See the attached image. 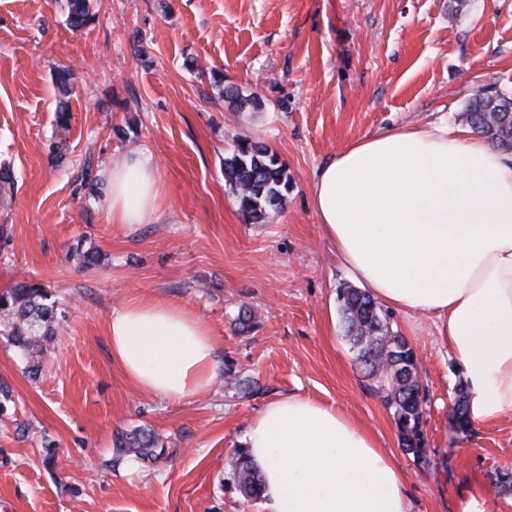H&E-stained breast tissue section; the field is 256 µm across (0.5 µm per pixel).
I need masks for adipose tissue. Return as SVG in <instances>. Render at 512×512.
<instances>
[{
  "instance_id": "1",
  "label": "adipose tissue",
  "mask_w": 512,
  "mask_h": 512,
  "mask_svg": "<svg viewBox=\"0 0 512 512\" xmlns=\"http://www.w3.org/2000/svg\"><path fill=\"white\" fill-rule=\"evenodd\" d=\"M112 217L156 210L148 160L114 164ZM323 235L387 307L433 316L467 383L477 425L512 413V157L467 129L400 127L358 140L314 175ZM112 362L135 388L178 403L210 386L215 342L188 308L139 298L107 326ZM242 445L269 512H411L393 457L335 408L269 402Z\"/></svg>"
}]
</instances>
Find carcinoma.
<instances>
[{"mask_svg":"<svg viewBox=\"0 0 512 512\" xmlns=\"http://www.w3.org/2000/svg\"><path fill=\"white\" fill-rule=\"evenodd\" d=\"M70 25L79 30L88 23L87 0H70ZM235 110L259 106L255 97H243L234 87L224 90ZM465 120L494 146L512 149V97L480 90L471 100ZM224 178L234 193L241 213L252 222L283 205L290 179L277 156L261 143L239 138L224 158ZM346 336L356 351L357 362L380 383L386 403L394 409V421L406 453L421 465L428 462L422 403L425 398L417 367L418 358L406 340L384 324L374 300L365 292L344 288L337 295ZM54 304L37 283L19 285L0 294V335L9 337L26 355L37 353L54 339ZM117 446L139 458L153 456L154 436L135 430L121 436ZM234 479L241 494L255 499L262 493V479L247 450L236 451Z\"/></svg>","mask_w":512,"mask_h":512,"instance_id":"carcinoma-1","label":"carcinoma"}]
</instances>
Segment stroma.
Segmentation results:
<instances>
[{
	"label": "stroma",
	"mask_w": 512,
	"mask_h": 512,
	"mask_svg": "<svg viewBox=\"0 0 512 512\" xmlns=\"http://www.w3.org/2000/svg\"><path fill=\"white\" fill-rule=\"evenodd\" d=\"M68 16V0H0V293L35 281L57 309L38 374L0 336V512H266L240 494L231 461L249 422L290 394L369 431L412 512H461L468 485L488 490L487 512H512L499 480L512 415L455 426L464 379L433 318L386 307L427 389L430 463L404 452L345 338L337 293L355 280L312 202L315 171L350 143L459 124L481 88L512 95V0H89L79 31ZM230 85L260 106L233 111ZM239 138L268 146L291 178L257 223L224 180ZM131 157L150 159L158 187L154 217L134 226L113 221L108 191ZM142 297L210 325L207 391L174 405L113 365L107 322ZM229 372L255 392L228 387ZM136 429L156 437L153 458L117 448Z\"/></svg>",
	"instance_id": "obj_1"
}]
</instances>
